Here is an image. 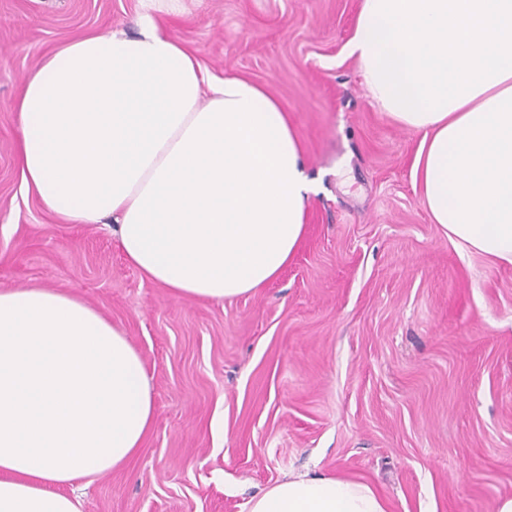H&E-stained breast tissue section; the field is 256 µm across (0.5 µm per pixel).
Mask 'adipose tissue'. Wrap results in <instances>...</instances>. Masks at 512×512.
<instances>
[{"label":"adipose tissue","instance_id":"adipose-tissue-1","mask_svg":"<svg viewBox=\"0 0 512 512\" xmlns=\"http://www.w3.org/2000/svg\"><path fill=\"white\" fill-rule=\"evenodd\" d=\"M349 51L368 95L422 133L413 179L449 239L512 265V0H361ZM15 109L27 190L71 224L113 222L128 263L175 296L258 291L287 267L313 191L284 105L208 82L143 14L27 77ZM155 417L145 363L63 291H0V512H81L72 486L120 468ZM249 512H387L367 484L298 477Z\"/></svg>","mask_w":512,"mask_h":512}]
</instances>
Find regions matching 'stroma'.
Segmentation results:
<instances>
[{"mask_svg":"<svg viewBox=\"0 0 512 512\" xmlns=\"http://www.w3.org/2000/svg\"><path fill=\"white\" fill-rule=\"evenodd\" d=\"M360 0H0V290L102 310L141 354L155 420L83 512H249L288 476L363 482L387 512H496L512 496V265L451 241L413 178L422 136L380 112L349 55ZM151 11L210 77L287 108L317 192L266 287L173 296L111 228L65 223L28 192L15 103L61 46ZM224 432L212 434V419Z\"/></svg>","mask_w":512,"mask_h":512,"instance_id":"1","label":"stroma"}]
</instances>
